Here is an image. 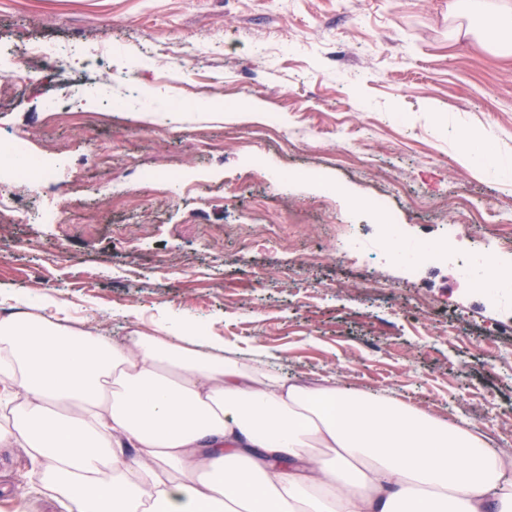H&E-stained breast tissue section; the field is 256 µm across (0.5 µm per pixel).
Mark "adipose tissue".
<instances>
[{
  "mask_svg": "<svg viewBox=\"0 0 512 512\" xmlns=\"http://www.w3.org/2000/svg\"><path fill=\"white\" fill-rule=\"evenodd\" d=\"M182 318L123 339L0 316V447L62 512H512V451L395 399L203 351Z\"/></svg>",
  "mask_w": 512,
  "mask_h": 512,
  "instance_id": "adipose-tissue-1",
  "label": "adipose tissue"
}]
</instances>
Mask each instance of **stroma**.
Returning <instances> with one entry per match:
<instances>
[{"label":"stroma","instance_id":"35a3bbf8","mask_svg":"<svg viewBox=\"0 0 512 512\" xmlns=\"http://www.w3.org/2000/svg\"><path fill=\"white\" fill-rule=\"evenodd\" d=\"M450 2L0 0V49L84 62L0 86V141L59 167L0 183L27 213L0 218V313L63 301L122 338L179 310L226 349L264 346L284 376L333 375L512 450V299L456 268L487 247L512 272V56ZM66 87L79 115L46 109ZM257 106L271 121L247 119ZM158 108L174 119L134 118ZM487 132L505 166L480 173L459 153ZM379 197L404 243L452 262L390 260ZM349 234L362 249L346 256ZM0 512H58L23 449H0Z\"/></svg>","mask_w":512,"mask_h":512}]
</instances>
